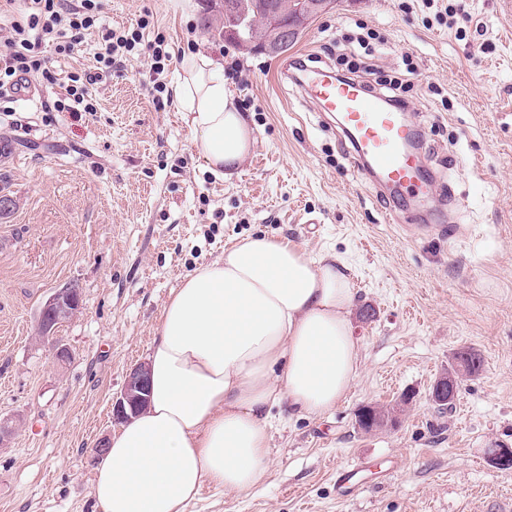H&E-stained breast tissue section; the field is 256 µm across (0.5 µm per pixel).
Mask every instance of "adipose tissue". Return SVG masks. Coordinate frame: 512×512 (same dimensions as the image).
<instances>
[{"label": "adipose tissue", "instance_id": "1", "mask_svg": "<svg viewBox=\"0 0 512 512\" xmlns=\"http://www.w3.org/2000/svg\"><path fill=\"white\" fill-rule=\"evenodd\" d=\"M173 92L208 169L232 178L255 138L223 66L194 53ZM355 304L339 259L264 235L190 272L149 347L150 404L98 461L101 512H185L204 485L240 494L265 482L272 408L319 418L355 382Z\"/></svg>", "mask_w": 512, "mask_h": 512}]
</instances>
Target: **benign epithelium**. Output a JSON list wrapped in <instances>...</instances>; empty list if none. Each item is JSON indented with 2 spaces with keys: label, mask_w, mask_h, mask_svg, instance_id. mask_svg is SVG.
I'll return each instance as SVG.
<instances>
[{
  "label": "benign epithelium",
  "mask_w": 512,
  "mask_h": 512,
  "mask_svg": "<svg viewBox=\"0 0 512 512\" xmlns=\"http://www.w3.org/2000/svg\"><path fill=\"white\" fill-rule=\"evenodd\" d=\"M288 9H270L263 20V37L257 39L247 35L250 22L236 16L233 3L225 2L224 34L237 40L248 51L260 50L275 54L288 44L297 41L305 28L322 13L333 8L335 0H283ZM82 309L80 289L71 286L53 292L41 307L37 333L42 341L50 343L55 358L64 361L69 349L54 337L57 326ZM147 364L140 363L131 369L119 398L112 403V415L118 420L130 419L147 402ZM457 397L456 382L452 378L440 377L432 386L430 400L437 406ZM489 462L501 469L512 467V448H497L489 456Z\"/></svg>",
  "instance_id": "obj_1"
}]
</instances>
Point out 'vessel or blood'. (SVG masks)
Segmentation results:
<instances>
[{
    "label": "vessel or blood",
    "instance_id": "obj_1",
    "mask_svg": "<svg viewBox=\"0 0 512 512\" xmlns=\"http://www.w3.org/2000/svg\"><path fill=\"white\" fill-rule=\"evenodd\" d=\"M292 81L321 111L339 116L342 133L353 147L358 172L377 184L410 190L432 184L434 176L405 142L411 131L399 111L387 108L382 94L356 81L341 80L329 69L299 64ZM362 464L337 469L340 495H354Z\"/></svg>",
    "mask_w": 512,
    "mask_h": 512
}]
</instances>
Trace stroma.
Here are the masks:
<instances>
[{"label": "stroma", "mask_w": 512, "mask_h": 512, "mask_svg": "<svg viewBox=\"0 0 512 512\" xmlns=\"http://www.w3.org/2000/svg\"><path fill=\"white\" fill-rule=\"evenodd\" d=\"M337 0L286 57L335 64L338 41L379 39L384 73L412 64L407 111L438 180L423 208L359 175L334 119L280 75L284 57L245 54L203 29L208 0H104L99 28L151 16L172 61L153 74L144 52L94 85L96 109L59 112L62 85L0 95V136L21 149L0 162L17 208L0 217V512H97L96 444L130 370L144 362L162 308L184 276L254 234L333 255L357 290L359 376L330 414L273 409L272 469L248 493L204 487L187 512H504L512 469L487 451L512 448V0ZM97 35L74 55L46 44L60 77L94 68ZM238 60L226 86L256 138L237 178L208 171L181 120L173 84L184 57ZM162 93H155V86ZM78 285L82 310L39 341L42 304ZM478 350L452 409L429 399L455 351ZM412 402L392 428L364 433L367 403ZM364 462L346 502L336 470Z\"/></svg>", "instance_id": "obj_1"}]
</instances>
